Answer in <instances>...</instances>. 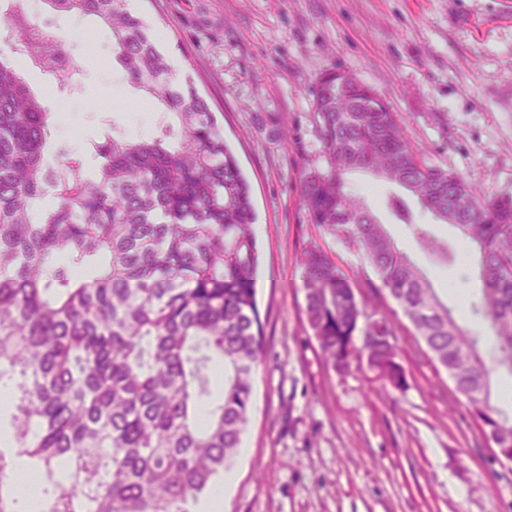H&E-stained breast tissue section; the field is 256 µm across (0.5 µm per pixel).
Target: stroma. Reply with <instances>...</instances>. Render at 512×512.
I'll return each mask as SVG.
<instances>
[{
  "label": "stroma",
  "instance_id": "35a3bbf8",
  "mask_svg": "<svg viewBox=\"0 0 512 512\" xmlns=\"http://www.w3.org/2000/svg\"><path fill=\"white\" fill-rule=\"evenodd\" d=\"M47 34L64 36L86 69L54 110L51 139L69 151L111 126L153 133L157 106L111 65L99 22L65 30L47 0H18ZM162 33L177 75L190 76L251 187L259 251L257 303L265 348L243 447L223 512H512V466L495 461L448 373L434 365L409 320L360 255L311 224L300 187L325 168L314 120L319 78L349 72L396 112L427 164L512 196V0H139ZM361 195L464 328L480 288L451 225L419 216L455 258L432 257L383 207L386 184L362 172ZM319 244L351 278L367 309L395 312L407 385L397 390L365 364L328 367L302 309L299 255Z\"/></svg>",
  "mask_w": 512,
  "mask_h": 512
}]
</instances>
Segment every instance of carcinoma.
Wrapping results in <instances>:
<instances>
[{"mask_svg": "<svg viewBox=\"0 0 512 512\" xmlns=\"http://www.w3.org/2000/svg\"><path fill=\"white\" fill-rule=\"evenodd\" d=\"M101 22L127 84L158 104L147 137L103 132L82 154L51 144L52 113L0 57V512H18L12 468L39 478L40 512H196L238 453L264 347L256 299L258 250L249 186L191 78L175 81L155 34L129 0H47ZM25 15L0 10L14 60L58 97L75 89L81 59L54 37L32 54ZM369 87L348 73L318 81L314 113L326 167L308 171L310 223L356 248L448 371L470 415L499 448L512 416L493 406L491 375H512V198L424 162L387 103L365 112ZM369 170L404 189L478 255L481 296L470 301L493 340L460 326L418 267L345 176ZM52 195L55 207L31 219ZM385 205L424 248L447 250L408 203ZM304 314L327 364L346 371L364 352L395 389L406 385L392 320L365 313L349 278L317 245L300 254ZM362 339V350L356 340ZM224 365L220 396L211 372Z\"/></svg>", "mask_w": 512, "mask_h": 512, "instance_id": "1", "label": "carcinoma"}]
</instances>
